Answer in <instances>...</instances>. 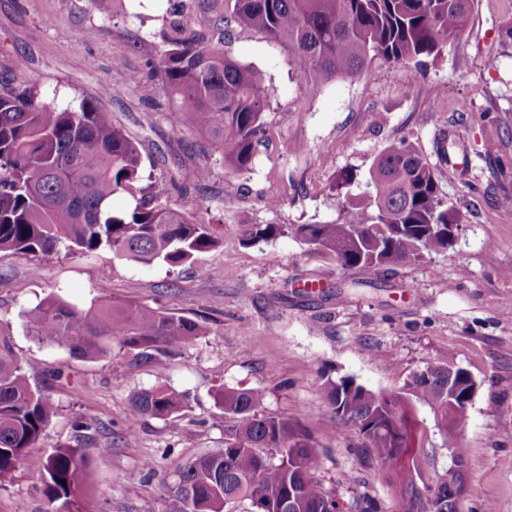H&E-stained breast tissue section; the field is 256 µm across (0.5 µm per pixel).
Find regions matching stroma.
Segmentation results:
<instances>
[{"label": "stroma", "mask_w": 512, "mask_h": 512, "mask_svg": "<svg viewBox=\"0 0 512 512\" xmlns=\"http://www.w3.org/2000/svg\"><path fill=\"white\" fill-rule=\"evenodd\" d=\"M233 6L184 0L176 13L171 0H0V82L36 88L62 109L89 99L109 110L140 142L144 178L166 180L173 207L223 235L177 267L108 249L0 252V328L54 405L43 438L0 481V512H46L40 476L62 446L80 449L91 473L84 512H171L178 467L224 446L217 397L232 388L260 391V413L297 425L320 455L327 490L397 512L384 471L326 404L324 383L350 376L391 392L439 365L465 369L477 386L463 433V512H512V0H474L465 32L427 58L424 73L375 57L312 97L288 45L226 28L225 52L259 70L269 95L253 162L235 175L209 137L173 128L168 93L148 75L173 19L207 33ZM134 74L143 86L131 84ZM402 140L431 158L439 145L459 144L438 165L459 172L442 185L462 215L448 249L373 271L342 269L290 235L243 242L244 224L340 222V174L366 176ZM203 165L205 181L183 183L182 171ZM229 177L237 194L224 192ZM103 295L201 317L210 332L172 347L158 369L133 367V352L117 345L103 358L71 355L26 324L27 309L46 297L85 308ZM156 387L186 393L187 406L166 420L132 418L133 394ZM78 417L89 431L75 432Z\"/></svg>", "instance_id": "obj_1"}]
</instances>
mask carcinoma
<instances>
[{
  "mask_svg": "<svg viewBox=\"0 0 512 512\" xmlns=\"http://www.w3.org/2000/svg\"><path fill=\"white\" fill-rule=\"evenodd\" d=\"M472 0H235L229 16L210 33H186L179 21L158 62L157 76L179 100L172 125L207 134L223 151L232 172L249 168L262 133L268 92L262 74L224 53V28H259L288 44L306 93L337 77L361 74L371 57L395 64L423 63L467 28ZM138 144L91 101L60 109L27 88H0V251L48 257L61 249L93 253L110 249L135 263L162 261L172 267L221 243L208 224H199L167 203L164 180L142 182ZM441 176L430 159L405 141L373 161L365 190L346 194L339 224H246V242L291 233L330 254L343 269L391 270L423 253L448 248L439 226L457 224ZM127 194L134 205L116 210L112 199ZM35 336L71 354L101 358L112 344L137 351L157 367L169 346L187 345L207 333L196 318L158 308L127 306L102 297L78 308L49 297L27 312ZM473 381L462 368L429 366L398 391L374 392L352 377L325 383V397L378 462H391L389 477L401 512H462L434 469L435 447L417 407L428 408L442 447L465 457L462 436ZM182 392L155 388L136 393L132 416L167 419L187 405ZM253 389L222 392L218 406L230 424L224 448L181 465L172 487V512H378L358 497L345 503L315 478L320 458L292 422L259 412ZM53 404L31 385L11 335L0 328V479L6 478L44 435ZM89 482L79 449H55L42 474L47 512H83L80 492Z\"/></svg>",
  "mask_w": 512,
  "mask_h": 512,
  "instance_id": "cac0c4a2",
  "label": "carcinoma"
}]
</instances>
